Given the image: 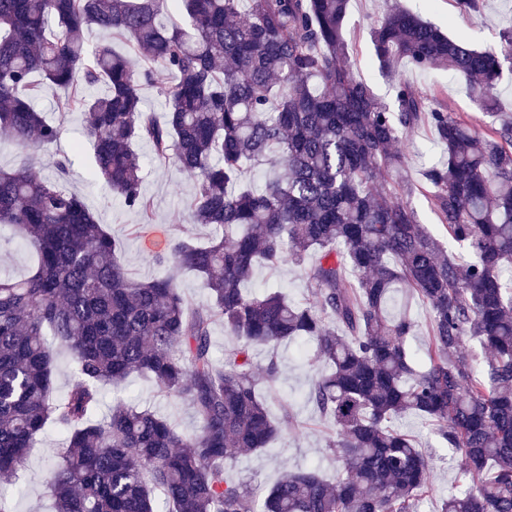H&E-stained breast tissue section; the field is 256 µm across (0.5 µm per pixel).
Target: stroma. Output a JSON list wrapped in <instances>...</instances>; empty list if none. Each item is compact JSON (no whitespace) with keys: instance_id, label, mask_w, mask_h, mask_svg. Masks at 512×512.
Returning a JSON list of instances; mask_svg holds the SVG:
<instances>
[{"instance_id":"1","label":"stroma","mask_w":512,"mask_h":512,"mask_svg":"<svg viewBox=\"0 0 512 512\" xmlns=\"http://www.w3.org/2000/svg\"><path fill=\"white\" fill-rule=\"evenodd\" d=\"M401 3L440 27L449 37H465L478 49L498 46L502 30L512 27V0H488L485 14L479 19L459 15L453 0H401ZM387 9L386 0H351L344 36L349 44L348 64L379 99L390 104L394 101L393 82L380 71L370 40L372 22L383 17ZM400 72L413 85L447 104L452 112L476 120L479 129L490 125V117L479 110L463 79L443 69L417 71L404 65ZM84 129V115L68 113L59 142L38 151L35 172L39 177L60 182L68 190L85 197L87 204L97 213L100 224L119 243L121 260L132 278L144 280L162 275L163 269L155 257L167 250L180 228H187L188 237L193 242L204 244L210 240L211 227L191 221L192 182L181 174L174 162L151 163L152 149L148 143H136L135 149L148 160L141 191L152 202L150 216L127 209L117 195L101 184L92 183L93 152L91 146L84 143ZM78 141L83 142L84 148L75 155L71 147ZM401 147L408 154V164L393 174V181L411 187L409 200L419 222L427 225L449 253H458V245L440 224L423 189L422 171L441 159L442 147L425 126L414 129L402 141ZM65 157L70 158L71 166L69 174L63 176L58 172L56 163ZM316 260V255L312 254L300 266L287 262L274 269L257 270L251 287L258 292L279 289L292 300L304 301L308 297L307 271ZM278 355L280 375L267 389L266 398L272 417L283 421L282 435L271 450L242 451L227 464L230 475L251 481L260 495L265 494L287 468L296 470L316 465L328 475L336 471V458L327 449L332 425L304 399L320 367L310 363V347L306 344H281ZM117 397L156 412L182 432H193L198 426L194 411L187 402L158 394L154 384L144 377H132L124 389L108 390L104 396L105 406H112ZM286 401L291 404V417L287 420L282 417V404ZM398 426L412 436L416 448L430 461L428 482L431 492L420 502L419 512H439L449 490L463 481L458 457L438 441L422 417L406 415L399 420ZM59 441V436L52 432L43 436L28 452L15 479L9 482L0 480V494L10 502L13 512H51L46 454Z\"/></svg>"}]
</instances>
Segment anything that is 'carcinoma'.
I'll list each match as a JSON object with an SVG mask.
<instances>
[{
    "label": "carcinoma",
    "mask_w": 512,
    "mask_h": 512,
    "mask_svg": "<svg viewBox=\"0 0 512 512\" xmlns=\"http://www.w3.org/2000/svg\"><path fill=\"white\" fill-rule=\"evenodd\" d=\"M186 17L169 27L160 0H0V141L56 143L36 100L45 85L68 92L93 149L91 177L144 216V162L175 159L195 181L192 221L214 227L203 246L174 238L156 262L166 273L132 278L117 243L85 199L21 167L0 169V226L37 254L25 279L0 277V477H13L36 438L48 451L54 512H417L428 461L393 420L413 413L463 462V485L440 512H512V117L495 95L512 64V29L475 49L395 3L371 28L375 58L396 82L388 105L344 63L350 0H174ZM471 18L485 0H455ZM129 39L133 61L89 28ZM443 68L466 81L488 131L400 78L401 63ZM170 73L162 116L142 109L155 67ZM430 127L444 158L423 171L430 202L465 258L446 253L409 202L391 199L405 154L397 143ZM274 173L255 188L247 163ZM312 302L246 291L258 267L300 266ZM204 278L211 304L192 311L180 273ZM408 288L428 308V362L415 365ZM236 347L212 352L216 322ZM307 339L324 365L306 393L336 430V480L285 473L259 500L231 478L237 449L265 451L281 432L261 384L275 381L274 349ZM255 346L272 349L264 368ZM71 379L53 396L55 349ZM137 373L189 402L198 429L184 434L148 409L117 403L99 417L103 386Z\"/></svg>",
    "instance_id": "cac0c4a2"
}]
</instances>
